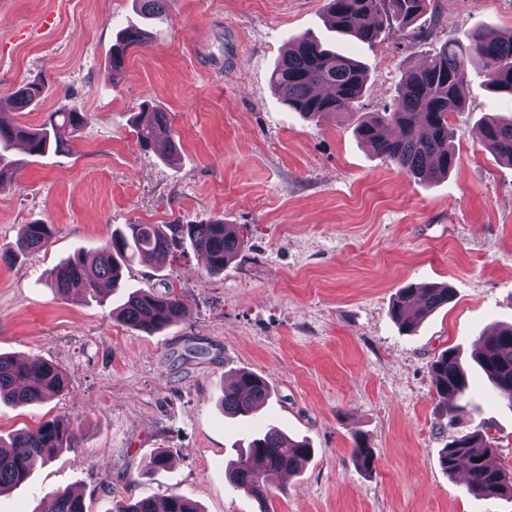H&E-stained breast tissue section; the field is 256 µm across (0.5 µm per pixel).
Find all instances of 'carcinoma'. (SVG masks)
Segmentation results:
<instances>
[{
    "label": "carcinoma",
    "mask_w": 512,
    "mask_h": 512,
    "mask_svg": "<svg viewBox=\"0 0 512 512\" xmlns=\"http://www.w3.org/2000/svg\"><path fill=\"white\" fill-rule=\"evenodd\" d=\"M328 21L333 29L373 44L385 25L405 28L426 12L429 0H325ZM145 44L138 27H127L112 45V74H122L129 49ZM477 60L485 69L490 87L512 96V32L504 35L492 29L475 32L466 44L448 42L418 68L401 72L396 103L389 112H372L357 126V133L374 153L385 157L402 173L422 182L448 175L457 165L452 145L451 114L465 105L463 87L467 66ZM366 69L359 61L339 53L317 38L304 36L293 42L272 74V84L289 108L309 117L336 115L351 110L362 98ZM47 92L43 80L25 83L18 91L17 109L35 107ZM87 120V113L75 109L51 112L43 124L30 128L20 122L0 118V190L9 185L12 167L22 157H43L48 153H70L71 142ZM165 136L174 143L163 112H151L136 125L139 145L146 149ZM481 140L499 158L512 164V116L484 123ZM54 235L51 224L34 222L22 227L19 246L38 251ZM207 257V271L224 273V267L244 248V239L222 218L176 224H126L112 230L109 239L92 250H78L47 272V282L59 297L79 290L90 297L100 295V285L114 288L124 271L138 263L159 266L185 255L186 248ZM449 288L429 285L399 290L391 306V316L409 330L425 316L448 304ZM117 319L123 324L155 333L186 319V311L175 290L163 293L138 289L128 293ZM472 360L488 376L493 393L507 398L512 410V324L503 325L481 338L472 351ZM430 376L442 415L448 426L459 425V413L468 392L467 369L458 352L450 348L430 365ZM68 387L65 371L40 356L24 362L0 354V403L24 406L41 403ZM272 396L268 382L248 370L237 372L224 387V413L250 416ZM78 435L70 424L55 418L34 430L0 438V494L20 485L29 475L34 459L49 458L57 448H71ZM493 444L484 428L477 427L448 443L440 456L442 469L453 474L465 470V491L482 497L512 499V472L489 462ZM305 442L286 438L275 426L247 441L228 473L230 484L252 498L259 512H270V481L286 470L299 471L311 456ZM353 456L367 471L375 466L372 449L354 440ZM54 512H86L84 501L67 490L49 494ZM112 512H157L151 498L119 501ZM164 512H200L186 496L172 493L165 498Z\"/></svg>",
    "instance_id": "obj_1"
}]
</instances>
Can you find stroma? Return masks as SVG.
I'll return each instance as SVG.
<instances>
[{"mask_svg":"<svg viewBox=\"0 0 512 512\" xmlns=\"http://www.w3.org/2000/svg\"><path fill=\"white\" fill-rule=\"evenodd\" d=\"M148 32L121 78L108 64L118 32ZM423 35L391 28L372 45L331 30L324 0H168L144 16L137 0H0V113L36 127L50 112L87 115L68 155L29 159L0 192V353L61 365L67 392L31 406L0 403V437L61 417L76 447L34 465L0 495V512H38L47 493L82 494L87 512L117 501L187 495L202 512H258L226 470L235 444L274 425L313 449L303 470L272 484L274 512H512V499L468 495L439 465L460 435L440 418L429 368L448 348L512 323V165L480 141L479 125L512 113V97L470 67L466 107L453 113L459 157L448 177L408 178L355 128L392 107L403 68L479 29L512 32V0H431ZM311 35L367 67L354 111L307 119L271 74L291 39ZM48 83L16 110L20 85ZM168 113L178 143L144 149L133 121L143 102ZM223 218L244 237L223 275L186 258L136 264L100 297L60 298L45 272L123 224ZM55 234L17 247L24 224ZM441 284L453 298L407 333L390 309L406 285ZM173 286L182 323L147 334L112 311L128 289ZM263 375L273 396L247 422L219 402L235 371ZM466 425H483L492 462L512 471V410L469 377ZM373 448L372 471L352 457ZM172 463L155 473L157 449Z\"/></svg>","mask_w":512,"mask_h":512,"instance_id":"stroma-1","label":"stroma"}]
</instances>
